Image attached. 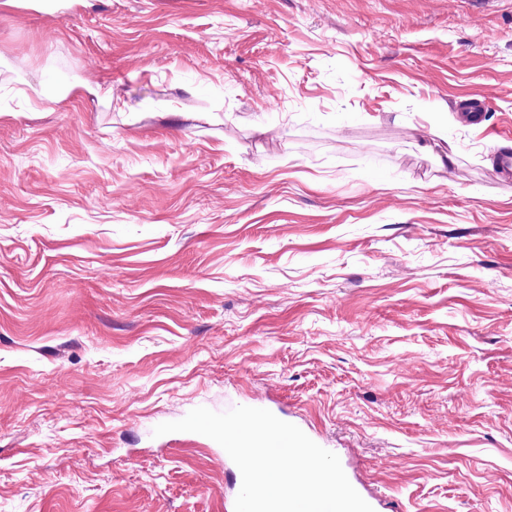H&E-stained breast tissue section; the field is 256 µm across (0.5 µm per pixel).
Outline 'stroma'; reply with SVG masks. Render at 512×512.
<instances>
[{
    "label": "stroma",
    "mask_w": 512,
    "mask_h": 512,
    "mask_svg": "<svg viewBox=\"0 0 512 512\" xmlns=\"http://www.w3.org/2000/svg\"><path fill=\"white\" fill-rule=\"evenodd\" d=\"M509 130L512 0L0 5V512H231L153 429L259 400L374 512H512ZM91 95L100 99L112 101V93L109 87L99 82L79 80L65 84L52 92H40L37 95L41 103H53L62 101L70 96Z\"/></svg>",
    "instance_id": "35a3bbf8"
}]
</instances>
